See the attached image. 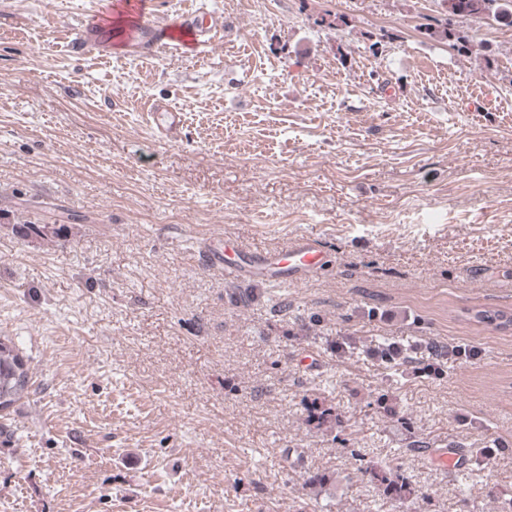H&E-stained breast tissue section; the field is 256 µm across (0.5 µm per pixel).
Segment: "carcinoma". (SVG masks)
<instances>
[{
    "mask_svg": "<svg viewBox=\"0 0 512 512\" xmlns=\"http://www.w3.org/2000/svg\"><path fill=\"white\" fill-rule=\"evenodd\" d=\"M448 13L459 18H480L487 16L497 22L504 21L512 25V0H444ZM476 322L494 329L512 326V313L500 309H482L474 314ZM336 355L354 356L365 354L380 363L389 380L402 376L406 370L418 363L417 354L427 351L432 363L421 367L425 374L438 375L447 361L466 363L476 358L480 351L469 345L443 346L435 343L422 345L417 341L406 343L391 341L380 337L368 345H358L351 336L344 335L330 342ZM30 377L27 363L20 348L10 340L0 338V398L14 405L28 393ZM491 447L478 448L472 451L464 471L474 474L482 469L489 460ZM349 459L356 471L376 480L379 498L375 501V512H398L403 506L412 502L416 496V488L411 480L400 473L398 469L384 468L374 463L369 452L363 446L348 449Z\"/></svg>",
    "mask_w": 512,
    "mask_h": 512,
    "instance_id": "cac0c4a2",
    "label": "carcinoma"
}]
</instances>
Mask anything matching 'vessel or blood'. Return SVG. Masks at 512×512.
<instances>
[{"mask_svg": "<svg viewBox=\"0 0 512 512\" xmlns=\"http://www.w3.org/2000/svg\"><path fill=\"white\" fill-rule=\"evenodd\" d=\"M115 7L127 16V22L114 37L124 50H141L153 55L163 50H189L207 55L216 23L205 8L178 15L174 22L160 24L153 19V0H117ZM148 113L152 128L164 141L179 140L183 130L181 112L162 102H152ZM210 267L223 270L228 278L274 280L299 283L323 265L318 242L310 237L296 239L279 252H257L235 240L215 234L198 243Z\"/></svg>", "mask_w": 512, "mask_h": 512, "instance_id": "vessel-or-blood-1", "label": "vessel or blood"}]
</instances>
